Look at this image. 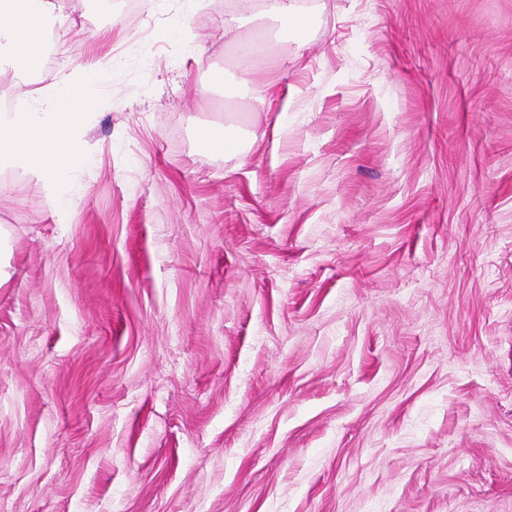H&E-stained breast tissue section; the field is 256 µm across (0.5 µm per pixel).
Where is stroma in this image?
I'll return each instance as SVG.
<instances>
[{"label":"stroma","mask_w":512,"mask_h":512,"mask_svg":"<svg viewBox=\"0 0 512 512\" xmlns=\"http://www.w3.org/2000/svg\"><path fill=\"white\" fill-rule=\"evenodd\" d=\"M297 4L62 11L94 164L0 172V512H512V0ZM270 13L277 17L293 35L298 46H303L307 20L296 9L292 0L268 1Z\"/></svg>","instance_id":"stroma-1"}]
</instances>
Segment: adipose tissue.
Segmentation results:
<instances>
[{"mask_svg": "<svg viewBox=\"0 0 512 512\" xmlns=\"http://www.w3.org/2000/svg\"><path fill=\"white\" fill-rule=\"evenodd\" d=\"M56 11L57 0H0V36L7 40L8 65L32 57ZM90 80V74L80 73L58 83L45 112L22 105L0 107V171L31 174L56 188L62 210L71 206L66 185L87 162L80 143L83 119L94 105L87 91Z\"/></svg>", "mask_w": 512, "mask_h": 512, "instance_id": "obj_1", "label": "adipose tissue"}]
</instances>
